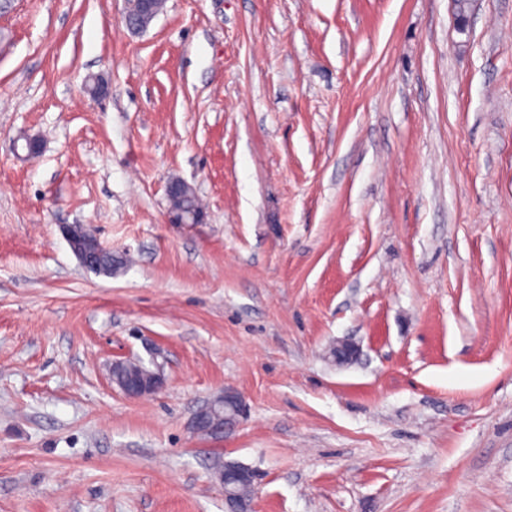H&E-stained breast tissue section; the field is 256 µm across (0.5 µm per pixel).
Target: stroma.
I'll list each match as a JSON object with an SVG mask.
<instances>
[{
  "label": "stroma",
  "instance_id": "35a3bbf8",
  "mask_svg": "<svg viewBox=\"0 0 512 512\" xmlns=\"http://www.w3.org/2000/svg\"><path fill=\"white\" fill-rule=\"evenodd\" d=\"M122 11L0 12V512H228L218 456L251 512H512V0ZM227 390L246 419L194 433ZM191 198H181L176 200L173 205L177 208L184 210L186 213L189 210H194L198 208L201 212H193V214L182 215L180 212H176L171 207H169V221L172 224H199L202 223L203 220V212L202 205L200 200L193 193L190 194ZM60 232L79 263L88 271L97 273V259L102 254L99 259V272L102 275L116 271L126 264L125 257L112 254V249L105 247L98 236L84 224L60 225ZM162 383L160 370L156 372L145 366H140L137 373H127L120 381L119 389L131 399H137L144 395L154 393ZM225 463V468L220 470L218 476L221 485L224 487V493L226 492V486H229L231 483L245 479H248L250 482H238L233 487V495L225 499L231 511H244L245 508L243 504L247 505L252 499L254 494L253 487L255 488L257 485L258 476L254 470L238 462L225 461Z\"/></svg>",
  "mask_w": 512,
  "mask_h": 512
}]
</instances>
